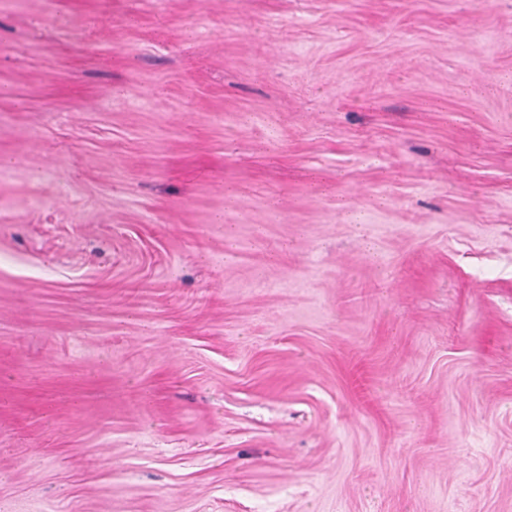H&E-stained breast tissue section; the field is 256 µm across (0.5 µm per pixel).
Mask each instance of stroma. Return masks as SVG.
Returning <instances> with one entry per match:
<instances>
[{
	"instance_id": "35a3bbf8",
	"label": "stroma",
	"mask_w": 512,
	"mask_h": 512,
	"mask_svg": "<svg viewBox=\"0 0 512 512\" xmlns=\"http://www.w3.org/2000/svg\"><path fill=\"white\" fill-rule=\"evenodd\" d=\"M0 512H512V0H0Z\"/></svg>"
}]
</instances>
